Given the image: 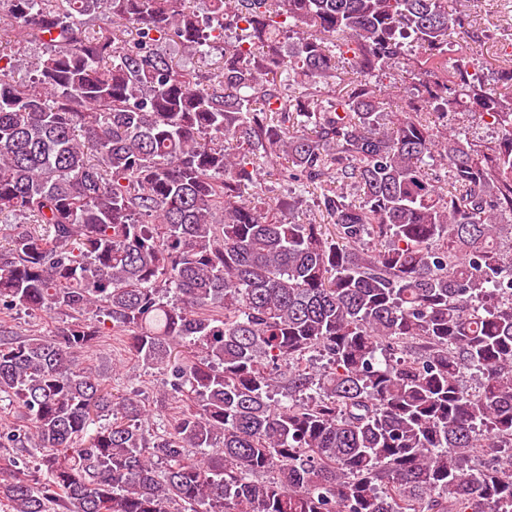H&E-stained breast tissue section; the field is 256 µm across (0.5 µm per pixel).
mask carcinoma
I'll use <instances>...</instances> for the list:
<instances>
[{
	"label": "carcinoma",
	"instance_id": "cac0c4a2",
	"mask_svg": "<svg viewBox=\"0 0 512 512\" xmlns=\"http://www.w3.org/2000/svg\"><path fill=\"white\" fill-rule=\"evenodd\" d=\"M209 7L8 0L51 50L27 83L0 67V214L33 225L0 250V306L71 321L0 336L23 420L0 512H512V66L484 81L448 0ZM171 41L224 45L220 73ZM464 107L498 137L448 124ZM274 167L323 187L325 223L244 196ZM108 321L171 369L179 418L147 432L137 394L72 364ZM170 53L175 57L176 61L188 64V66L193 65L196 68L202 70V72H213V70L220 66L222 63V57L220 55L219 50L213 51L212 55L202 60H198L196 57L192 59L191 57H188L185 53H183V50L181 48L178 50L176 47L173 46L170 47ZM390 75L384 81L387 85H391L392 88L390 90L391 95V108L393 111L398 109V103L401 98L411 96L410 93L412 91V86L409 83V80L406 78V74L403 71L402 67H396L390 71ZM397 95V96H394Z\"/></svg>",
	"mask_w": 512,
	"mask_h": 512
}]
</instances>
